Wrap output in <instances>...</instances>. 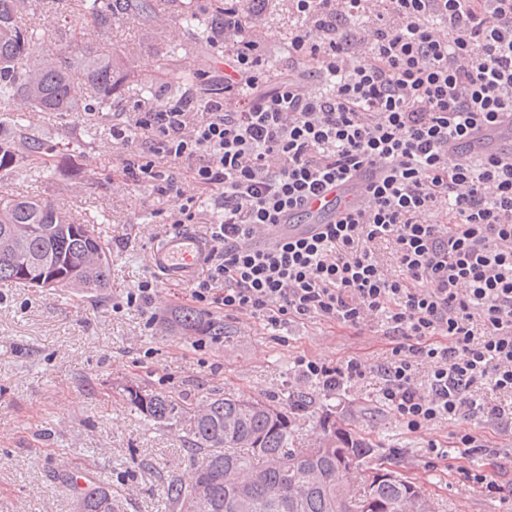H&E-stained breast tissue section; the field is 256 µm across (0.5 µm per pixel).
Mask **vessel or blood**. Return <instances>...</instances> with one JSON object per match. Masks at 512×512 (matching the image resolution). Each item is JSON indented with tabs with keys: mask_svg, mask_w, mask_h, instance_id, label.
<instances>
[{
	"mask_svg": "<svg viewBox=\"0 0 512 512\" xmlns=\"http://www.w3.org/2000/svg\"><path fill=\"white\" fill-rule=\"evenodd\" d=\"M472 149L499 155L512 154V125L502 123L483 129L473 140ZM364 198L363 185L348 184L323 193L311 200L301 223L277 224L264 238L301 237L316 233L322 224L333 220L337 213L355 206ZM210 249L202 234L190 229L169 232L157 238L149 251V263L158 273L182 281L191 280L203 266Z\"/></svg>",
	"mask_w": 512,
	"mask_h": 512,
	"instance_id": "vessel-or-blood-1",
	"label": "vessel or blood"
}]
</instances>
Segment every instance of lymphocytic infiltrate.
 I'll return each instance as SVG.
<instances>
[{
	"label": "lymphocytic infiltrate",
	"mask_w": 512,
	"mask_h": 512,
	"mask_svg": "<svg viewBox=\"0 0 512 512\" xmlns=\"http://www.w3.org/2000/svg\"><path fill=\"white\" fill-rule=\"evenodd\" d=\"M290 2L303 23L278 72L252 35L270 0H224L212 39L222 79L204 97L154 94L113 124L123 172L171 198L173 227L207 220V274L186 286L193 307L271 327L381 319L392 348L377 367L380 401L412 433L455 423L451 449L430 439V451L479 493L500 494L465 464L490 450L466 424L512 434V407L472 394H512V157L466 148L512 117V0H382L375 12L371 0ZM353 181L367 186L364 205L311 236L256 242L258 229L300 219L309 198ZM382 241L395 269L374 256ZM295 365L330 389L368 368L360 357Z\"/></svg>",
	"instance_id": "1"
}]
</instances>
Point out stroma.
Here are the masks:
<instances>
[{"label":"stroma","instance_id":"1","mask_svg":"<svg viewBox=\"0 0 512 512\" xmlns=\"http://www.w3.org/2000/svg\"><path fill=\"white\" fill-rule=\"evenodd\" d=\"M79 0H41L34 20L50 51H111L125 64L115 72L121 95L101 107L82 74H75V112H27L32 130L45 139L57 167L49 177L31 169L25 179L0 175V189L49 201L79 224H93L112 252L111 286L98 299L0 282V512H74L63 481L67 462L91 472L93 483L122 495L123 512H164V488L198 463L182 424L145 421L126 401V387H140L196 404L224 393L275 401L303 399L292 413L305 434L316 436L320 419L370 438L377 457L419 485L436 512H512V436L490 423L470 426L491 440L493 454L476 453L470 467L492 475L505 491L488 497L443 465L434 463L428 439L448 442V425L431 436L414 434L379 401L381 378L366 374L336 390L299 373L297 356L368 359L389 352L380 322L360 328L315 320H291L278 329L264 322L225 316L219 341L166 329L163 320L185 295L176 281L156 277L148 262L153 241L164 233L166 195L126 185L121 151L112 143L118 113L164 90L176 96L185 81L224 70L211 44V23L224 0H163L150 17L119 14L108 37L86 15V44L70 39L68 15ZM194 24H186V15ZM301 19L288 0H272L260 27L276 67L288 65V40ZM155 280L159 296L147 323L126 293Z\"/></svg>","mask_w":512,"mask_h":512}]
</instances>
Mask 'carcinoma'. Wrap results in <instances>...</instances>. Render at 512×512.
I'll return each mask as SVG.
<instances>
[{
  "label": "carcinoma",
  "instance_id": "obj_1",
  "mask_svg": "<svg viewBox=\"0 0 512 512\" xmlns=\"http://www.w3.org/2000/svg\"><path fill=\"white\" fill-rule=\"evenodd\" d=\"M35 0H0V109L14 112L0 132V170L16 176L30 164L52 175L42 139L26 111L76 112L73 62L42 47L28 13ZM82 73L102 105L112 104V52L87 51ZM0 282L35 288L27 269L57 277L58 289L97 297L110 287L112 252L92 224H75L51 203L0 192ZM177 332L224 335V322L192 308L170 313ZM127 402L150 422L183 419L187 447L201 458L189 480L165 489L169 512H435L416 483L376 462L372 440L327 420L315 443L284 403L224 394L187 407L140 387L124 389ZM81 512H121L120 495L88 484L75 492Z\"/></svg>",
  "mask_w": 512,
  "mask_h": 512
}]
</instances>
